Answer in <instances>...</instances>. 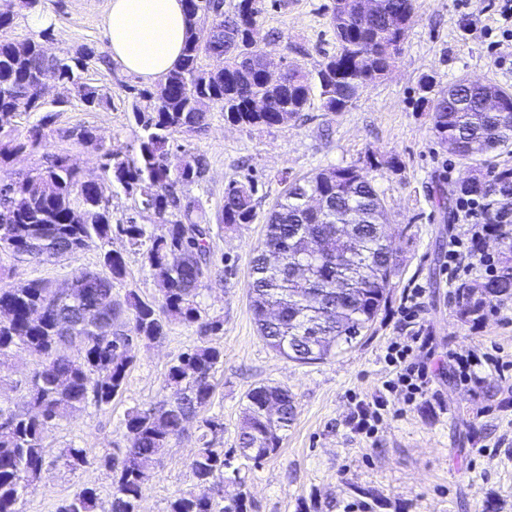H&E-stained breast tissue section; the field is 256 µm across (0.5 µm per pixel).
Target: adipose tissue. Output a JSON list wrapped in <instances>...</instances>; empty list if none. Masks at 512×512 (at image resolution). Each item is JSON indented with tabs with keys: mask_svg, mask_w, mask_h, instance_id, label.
Segmentation results:
<instances>
[{
	"mask_svg": "<svg viewBox=\"0 0 512 512\" xmlns=\"http://www.w3.org/2000/svg\"><path fill=\"white\" fill-rule=\"evenodd\" d=\"M105 27L112 60L149 83L177 64L187 36L182 0H111Z\"/></svg>",
	"mask_w": 512,
	"mask_h": 512,
	"instance_id": "adipose-tissue-1",
	"label": "adipose tissue"
}]
</instances>
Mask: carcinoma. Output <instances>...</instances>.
<instances>
[{
	"mask_svg": "<svg viewBox=\"0 0 512 512\" xmlns=\"http://www.w3.org/2000/svg\"><path fill=\"white\" fill-rule=\"evenodd\" d=\"M358 3L334 0L330 26L336 53L313 72L288 66L284 83L271 86L263 48L250 41L259 0H239L231 12L224 11V0H183L186 18L207 23V29L197 34L188 26L178 65L153 89L138 92L132 153L106 149L101 155L104 179L140 196L154 222L165 226L160 234L133 220L112 221L103 184L85 181L63 153L45 154L43 164L28 171L7 169L15 156L41 146L52 114L22 139L13 135L14 128H0V255L29 262L58 253L74 257L90 241H107L117 232L131 247L143 249L146 265L162 282L158 302L134 292L115 299L114 281L124 276L125 262L108 250L102 270L80 272L68 294L41 280L0 288V357L21 350L41 360L22 397L23 410L0 409V512H25L24 489L40 479L46 439L60 421L91 401L108 404L122 391L134 360L133 338L160 339L174 320L199 321L206 334L223 327L219 320L201 321L196 301L211 281L214 229L189 187L202 182L207 161L198 152L170 149L174 134L206 129L207 113L197 110L196 100L209 99L230 121L248 127L285 124L306 109L315 91L324 111H344L361 88L391 70L415 12L414 0H379L375 11L362 17ZM13 27L14 16L0 14V119L44 111L38 88L49 80L71 84L87 108L101 104L98 89L83 81L87 61L81 49L47 54V29L20 47L8 36ZM205 59L210 64H203ZM421 102L430 103L438 138L453 143L454 155L473 165L475 174L461 191L485 199L512 193V169H488L490 153L512 146V89L459 78ZM254 193L252 185L230 182L217 223L226 229L252 223ZM386 223L378 190L354 166L323 169L288 184L250 261L251 308L270 348L293 361L315 363L352 345L369 328L400 269ZM480 290L488 301L512 297V266ZM473 295L474 289L460 288L468 312L478 311L485 300ZM76 340L80 349L73 354L69 349ZM223 359L224 352L209 342L194 346L168 369L163 400L127 412L129 441L112 458L108 509H100L96 490L83 488L62 500L56 512H138L145 470L179 437L185 419L212 403L211 378ZM245 399L239 451L259 464L279 450L295 421V402L288 389L268 384L249 390ZM203 427L191 463L194 487L171 501L168 512H244L243 493L226 497L222 491L226 484L243 486L245 478L240 468H231L230 454L208 438L223 424L208 417ZM62 459L71 470L90 464L85 449L73 446Z\"/></svg>",
	"mask_w": 512,
	"mask_h": 512,
	"instance_id": "obj_1",
	"label": "carcinoma"
}]
</instances>
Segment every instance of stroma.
<instances>
[{
    "label": "stroma",
    "instance_id": "stroma-1",
    "mask_svg": "<svg viewBox=\"0 0 512 512\" xmlns=\"http://www.w3.org/2000/svg\"><path fill=\"white\" fill-rule=\"evenodd\" d=\"M330 3L263 0L256 38L276 67L296 64L311 71L335 53ZM500 6L501 0H415L396 63L384 78L364 87L346 111H324L315 96L300 117L282 126L249 128L229 122L211 103L206 131L175 134L174 144L206 157L204 180L191 192L202 198L209 216L221 210L229 182L257 190L252 223L215 231L218 261L210 286L197 298L203 319H219L224 326L206 336L198 324L176 321L164 339L135 341L122 394L107 405H88L50 433L42 475L24 494L26 512H56L61 500L84 487L108 501L109 462L128 443L126 412L163 400L169 367L206 339L224 352L212 378L213 402L203 415L224 425L218 447H236L243 398L256 386L287 387L297 408L277 454L258 465L237 461L246 477V512H348L352 505L358 512H512V298L462 313L445 261L461 229L456 210L469 167L437 138L430 113L416 106L426 76L439 90L461 76L512 87V68L499 66L489 47ZM108 10L109 0H43L41 8L52 31L47 51L60 55L88 44L102 57L90 71L105 96L101 106L86 109L75 93L54 84L47 94L51 100L68 99L48 128L49 150L68 154L87 178L101 177L104 148L131 150L133 104L145 86L108 58ZM79 126L92 128L97 143L62 138V131ZM349 165L357 166L383 198L390 219L385 232L401 258L400 271L385 307L357 345L326 361L300 364L272 350L258 333L249 261L286 180ZM107 250L125 259L115 297L133 291L142 300H160L158 275L145 268L142 253L122 236L93 241L75 258L0 259L10 269L0 276V288L31 279L64 287L79 272L100 270ZM417 285L425 291L418 326L400 319L403 297ZM419 329L429 343L415 359L430 364L435 374L426 395L407 406L402 395L384 392L390 374L385 348ZM468 350L484 359L471 381L460 378L452 359ZM497 361L507 363L504 374L495 373ZM38 368V357L25 352L0 359V407L15 406ZM381 394L388 410L377 434L368 438L354 430L350 418L358 402ZM201 419H190L147 469L139 512H168L170 501L193 487L191 462ZM71 446L85 449L88 466L72 471L63 465L61 454Z\"/></svg>",
    "mask_w": 512,
    "mask_h": 512
}]
</instances>
